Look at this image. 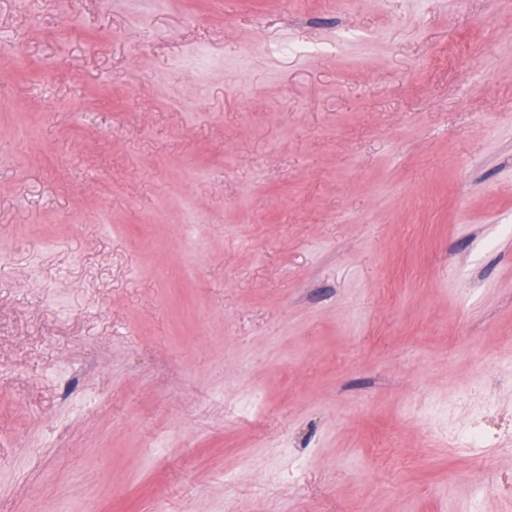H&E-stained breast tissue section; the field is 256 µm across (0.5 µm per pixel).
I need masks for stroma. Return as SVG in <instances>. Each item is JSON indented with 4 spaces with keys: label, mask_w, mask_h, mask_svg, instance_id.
<instances>
[{
    "label": "stroma",
    "mask_w": 512,
    "mask_h": 512,
    "mask_svg": "<svg viewBox=\"0 0 512 512\" xmlns=\"http://www.w3.org/2000/svg\"><path fill=\"white\" fill-rule=\"evenodd\" d=\"M2 51L0 512H512V0H0Z\"/></svg>",
    "instance_id": "stroma-1"
}]
</instances>
